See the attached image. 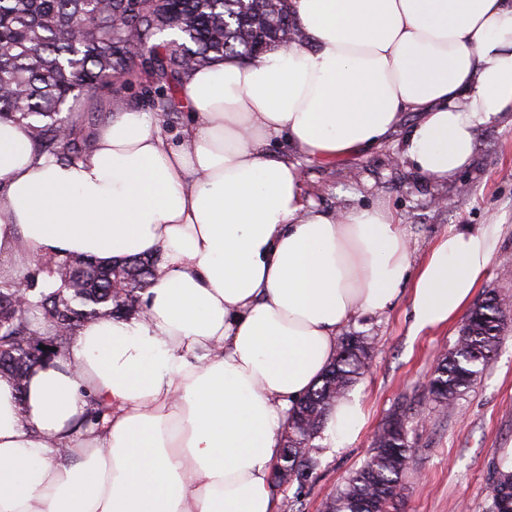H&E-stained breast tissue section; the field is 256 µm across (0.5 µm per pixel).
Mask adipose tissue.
I'll return each mask as SVG.
<instances>
[{"mask_svg":"<svg viewBox=\"0 0 512 512\" xmlns=\"http://www.w3.org/2000/svg\"><path fill=\"white\" fill-rule=\"evenodd\" d=\"M289 7L300 41L188 74L177 140L157 113L124 108L68 161L0 121V255L160 257L134 316L85 323L24 398L0 378V512H275L282 433L341 329L406 283L414 333L448 326L481 282L487 236L448 232L412 267L385 203L321 211L268 145L354 156L415 112L405 157L454 176L512 112V0ZM92 396L110 413L85 428ZM365 424L351 392L325 442L347 447Z\"/></svg>","mask_w":512,"mask_h":512,"instance_id":"1","label":"adipose tissue"}]
</instances>
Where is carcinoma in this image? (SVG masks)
<instances>
[{"instance_id":"obj_1","label":"carcinoma","mask_w":512,"mask_h":512,"mask_svg":"<svg viewBox=\"0 0 512 512\" xmlns=\"http://www.w3.org/2000/svg\"><path fill=\"white\" fill-rule=\"evenodd\" d=\"M301 36L288 0H0V119L25 125L40 149L65 159L90 147L67 111L83 88L126 80L135 65L155 85L164 115L179 111L184 77L217 57L251 59ZM158 259L131 257L102 265L80 256L36 265L25 280L0 272V339L12 355L0 376L22 395L30 369L54 355L30 353L36 336L67 344L86 322L120 319L135 309L153 281ZM505 314L496 291H486L469 313L454 350L442 356L430 389L450 407L486 367L501 339ZM367 336L341 338L321 383L292 409L272 483L311 482L317 460L309 452L328 410L367 370ZM407 423L389 417L374 434L365 464L325 503V512H394L410 469ZM490 512H512V471H497Z\"/></svg>"}]
</instances>
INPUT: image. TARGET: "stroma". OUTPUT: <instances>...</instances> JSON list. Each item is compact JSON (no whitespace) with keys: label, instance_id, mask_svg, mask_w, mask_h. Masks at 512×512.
<instances>
[{"label":"stroma","instance_id":"stroma-1","mask_svg":"<svg viewBox=\"0 0 512 512\" xmlns=\"http://www.w3.org/2000/svg\"><path fill=\"white\" fill-rule=\"evenodd\" d=\"M140 77L115 82L81 96L72 109L79 115L102 112L113 96L128 107L151 110ZM402 136L364 154L329 162L296 158L286 142L270 150L298 159L303 184L315 205L337 211L385 202L400 218L409 242L412 266H419L435 242L452 230L487 233L495 242L487 273L471 301L479 303L496 289L507 312L502 343L475 384L448 411H440L428 383L439 352L453 347L461 327L413 334L408 293L383 313H360L346 326L372 342V360L356 383L363 396L367 424L349 447L333 450L315 439L319 465L312 483L275 488L276 512H323L326 500L369 456L374 432L391 414L405 415L412 464L403 479L399 512H488L489 486L497 469L512 467V114L488 125L468 168L435 181L418 173L402 155ZM469 185L458 196L460 185ZM457 197L442 209L436 197Z\"/></svg>","mask_w":512,"mask_h":512}]
</instances>
